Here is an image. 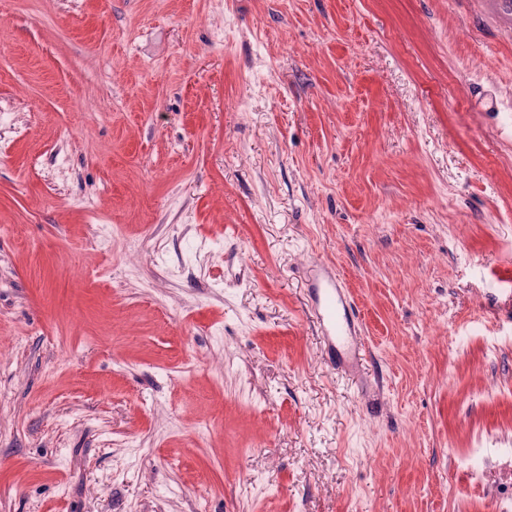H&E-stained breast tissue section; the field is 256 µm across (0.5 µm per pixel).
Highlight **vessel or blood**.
<instances>
[{"instance_id": "obj_1", "label": "vessel or blood", "mask_w": 512, "mask_h": 512, "mask_svg": "<svg viewBox=\"0 0 512 512\" xmlns=\"http://www.w3.org/2000/svg\"><path fill=\"white\" fill-rule=\"evenodd\" d=\"M308 304L333 362L356 358L359 350L352 304L339 274L330 266L316 264L307 284Z\"/></svg>"}]
</instances>
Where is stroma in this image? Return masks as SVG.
Listing matches in <instances>:
<instances>
[{"label":"stroma","instance_id":"1","mask_svg":"<svg viewBox=\"0 0 512 512\" xmlns=\"http://www.w3.org/2000/svg\"><path fill=\"white\" fill-rule=\"evenodd\" d=\"M503 15L0 0V512H512ZM307 292L308 305L321 328L329 360L336 364L355 359L359 350L358 324L339 274L324 263L316 264Z\"/></svg>","mask_w":512,"mask_h":512}]
</instances>
